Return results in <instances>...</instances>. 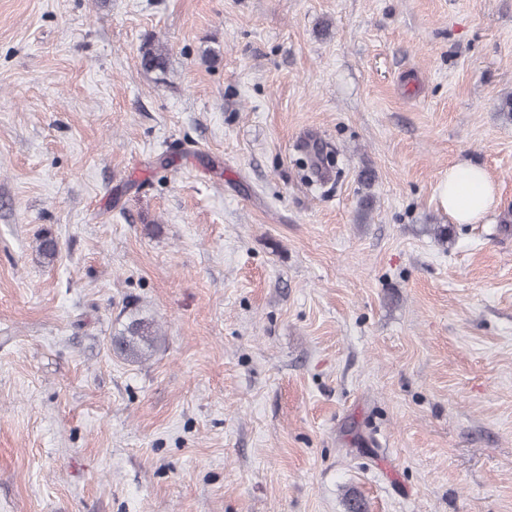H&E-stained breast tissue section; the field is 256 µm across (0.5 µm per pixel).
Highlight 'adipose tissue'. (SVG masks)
<instances>
[{
    "label": "adipose tissue",
    "mask_w": 512,
    "mask_h": 512,
    "mask_svg": "<svg viewBox=\"0 0 512 512\" xmlns=\"http://www.w3.org/2000/svg\"><path fill=\"white\" fill-rule=\"evenodd\" d=\"M443 206L459 224L481 222L493 209L496 189L484 169L470 162L451 166L441 189Z\"/></svg>",
    "instance_id": "obj_1"
}]
</instances>
